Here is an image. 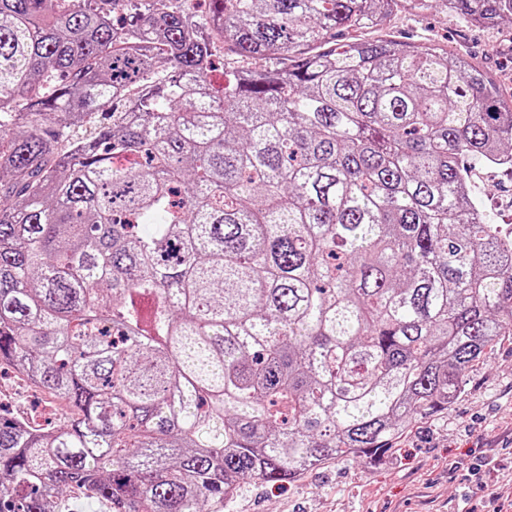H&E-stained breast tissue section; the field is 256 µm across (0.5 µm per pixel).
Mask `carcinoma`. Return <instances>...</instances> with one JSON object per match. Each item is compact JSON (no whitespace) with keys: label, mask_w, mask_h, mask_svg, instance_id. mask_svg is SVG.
I'll list each match as a JSON object with an SVG mask.
<instances>
[{"label":"carcinoma","mask_w":512,"mask_h":512,"mask_svg":"<svg viewBox=\"0 0 512 512\" xmlns=\"http://www.w3.org/2000/svg\"><path fill=\"white\" fill-rule=\"evenodd\" d=\"M187 2L0 0V366L73 410L0 413V512L70 489L209 512L377 460L512 335V230L468 178L512 171L492 78L330 42L398 0ZM436 2L512 22V0ZM219 42L241 65L216 87Z\"/></svg>","instance_id":"obj_1"}]
</instances>
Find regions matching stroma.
Here are the masks:
<instances>
[{"label":"stroma","instance_id":"obj_1","mask_svg":"<svg viewBox=\"0 0 512 512\" xmlns=\"http://www.w3.org/2000/svg\"><path fill=\"white\" fill-rule=\"evenodd\" d=\"M360 37L467 55L503 94L512 93V23L470 25L434 0H401L383 29ZM470 183L497 223L512 224V179L479 164ZM0 405L36 426L66 424L71 414L8 368L0 371ZM490 487L497 498L487 495ZM210 512H512V336L469 369L464 390L446 410L410 420L380 463L329 460L280 490L249 481Z\"/></svg>","mask_w":512,"mask_h":512}]
</instances>
